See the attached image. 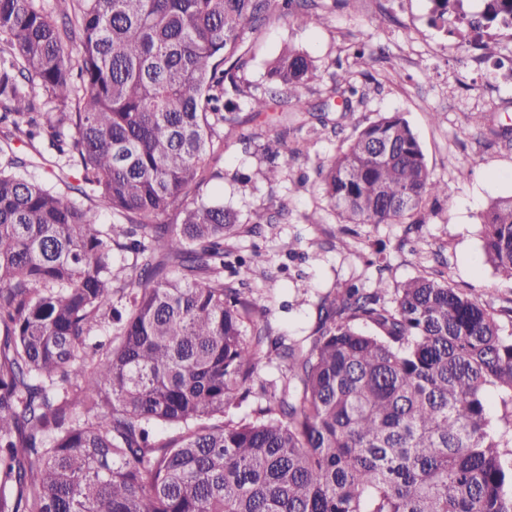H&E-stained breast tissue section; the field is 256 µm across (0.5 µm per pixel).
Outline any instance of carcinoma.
Wrapping results in <instances>:
<instances>
[{
    "label": "carcinoma",
    "mask_w": 512,
    "mask_h": 512,
    "mask_svg": "<svg viewBox=\"0 0 512 512\" xmlns=\"http://www.w3.org/2000/svg\"><path fill=\"white\" fill-rule=\"evenodd\" d=\"M314 2L283 5L321 25ZM277 5L0 0V512H512V324L424 273L391 297L340 288L309 346L265 352L248 272L224 281L242 225L199 194L207 160L237 97L256 115L304 112L316 72L289 49L264 95L244 89L248 34ZM507 17L486 0V23ZM355 95L330 89L344 112ZM15 140L48 144L94 206L27 177ZM262 152L290 156L281 133ZM317 174L352 224H426L425 198L447 193L398 113ZM283 211L255 212L249 231ZM482 227L485 261L512 279V197ZM263 355L287 371L234 419Z\"/></svg>",
    "instance_id": "cac0c4a2"
}]
</instances>
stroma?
<instances>
[{"label":"stroma","instance_id":"35a3bbf8","mask_svg":"<svg viewBox=\"0 0 512 512\" xmlns=\"http://www.w3.org/2000/svg\"><path fill=\"white\" fill-rule=\"evenodd\" d=\"M431 8L430 0H316L325 24L301 27L276 15L246 42L244 78L252 93L263 90L271 61L285 49L306 51L317 66L302 91L306 111L288 115L286 143L295 158L269 179H254L266 164L259 146L276 128L269 118L252 119L244 106L239 126L213 161L221 178L200 189L244 222L255 211L287 207L280 223L233 242L234 256L251 263L250 285L266 307L260 320L274 339L309 344L321 299L339 288H372L381 281L392 291L437 268L489 310L512 307V280L486 263L481 240V216L490 201L512 195V142L496 136L512 127V68L504 63L512 56V29L486 27L484 45L497 49L489 57L484 45L471 47L464 25L432 26ZM357 44L366 48L364 59L352 55ZM343 78L363 101L345 115L329 112L342 124L334 135L310 111ZM394 112L410 123L429 169L448 192L428 200L426 224L345 223L323 198L316 170L362 127ZM12 148L27 160L30 178L62 189L54 152L19 141Z\"/></svg>","mask_w":512,"mask_h":512}]
</instances>
